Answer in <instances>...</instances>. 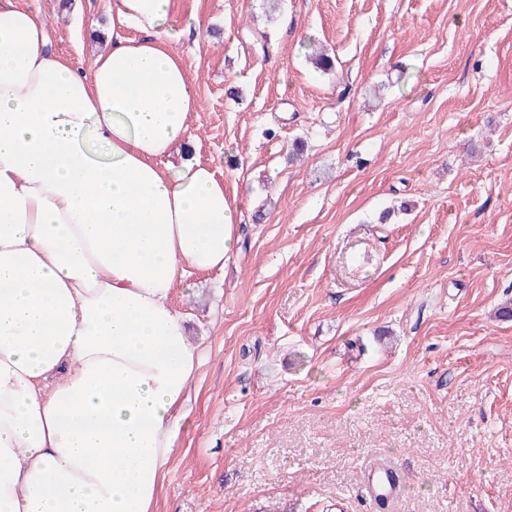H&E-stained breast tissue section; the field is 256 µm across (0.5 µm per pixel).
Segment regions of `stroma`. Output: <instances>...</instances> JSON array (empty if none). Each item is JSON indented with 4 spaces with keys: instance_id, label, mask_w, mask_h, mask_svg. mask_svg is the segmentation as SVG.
Masks as SVG:
<instances>
[{
    "instance_id": "35a3bbf8",
    "label": "stroma",
    "mask_w": 512,
    "mask_h": 512,
    "mask_svg": "<svg viewBox=\"0 0 512 512\" xmlns=\"http://www.w3.org/2000/svg\"><path fill=\"white\" fill-rule=\"evenodd\" d=\"M112 3L27 0L85 65ZM265 13L168 25L244 245L172 294L204 363L153 512H512V0ZM372 457L402 474L383 511Z\"/></svg>"
}]
</instances>
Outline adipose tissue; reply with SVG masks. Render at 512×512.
<instances>
[{
    "label": "adipose tissue",
    "mask_w": 512,
    "mask_h": 512,
    "mask_svg": "<svg viewBox=\"0 0 512 512\" xmlns=\"http://www.w3.org/2000/svg\"><path fill=\"white\" fill-rule=\"evenodd\" d=\"M174 0H115L81 69L0 0V512H153L202 353L170 303L241 215L184 147Z\"/></svg>",
    "instance_id": "ef3b65f1"
}]
</instances>
